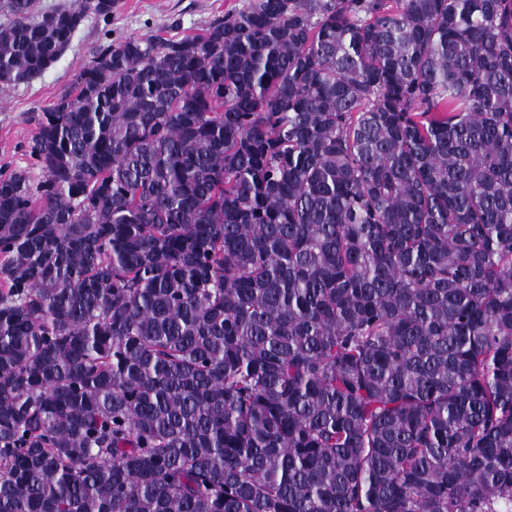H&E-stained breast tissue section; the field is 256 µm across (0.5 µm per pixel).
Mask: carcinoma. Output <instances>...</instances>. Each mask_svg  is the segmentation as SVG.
<instances>
[{
    "label": "carcinoma",
    "instance_id": "1",
    "mask_svg": "<svg viewBox=\"0 0 512 512\" xmlns=\"http://www.w3.org/2000/svg\"><path fill=\"white\" fill-rule=\"evenodd\" d=\"M3 7L1 86L108 16ZM29 122L0 512H512V0H243Z\"/></svg>",
    "mask_w": 512,
    "mask_h": 512
}]
</instances>
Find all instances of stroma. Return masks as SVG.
Masks as SVG:
<instances>
[{"mask_svg":"<svg viewBox=\"0 0 512 512\" xmlns=\"http://www.w3.org/2000/svg\"><path fill=\"white\" fill-rule=\"evenodd\" d=\"M242 0H115L109 18L91 16L70 47L39 79L28 85L0 87V171L34 170L26 146L35 132L29 112L48 107L59 89L99 46L126 37H172L191 33L214 16L240 7Z\"/></svg>","mask_w":512,"mask_h":512,"instance_id":"stroma-1","label":"stroma"}]
</instances>
